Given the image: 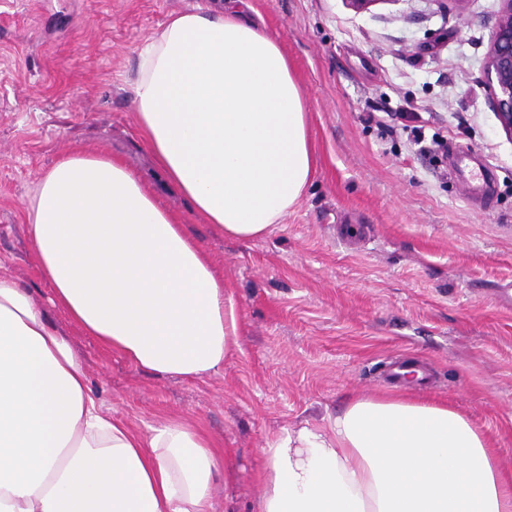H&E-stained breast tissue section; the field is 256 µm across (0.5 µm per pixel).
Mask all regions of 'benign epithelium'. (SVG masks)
Returning <instances> with one entry per match:
<instances>
[{
    "label": "benign epithelium",
    "instance_id": "1",
    "mask_svg": "<svg viewBox=\"0 0 512 512\" xmlns=\"http://www.w3.org/2000/svg\"><path fill=\"white\" fill-rule=\"evenodd\" d=\"M495 20L486 76L491 91L490 104L502 130L512 139V0H502Z\"/></svg>",
    "mask_w": 512,
    "mask_h": 512
}]
</instances>
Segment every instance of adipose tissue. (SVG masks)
<instances>
[{"label":"adipose tissue","mask_w":512,"mask_h":512,"mask_svg":"<svg viewBox=\"0 0 512 512\" xmlns=\"http://www.w3.org/2000/svg\"><path fill=\"white\" fill-rule=\"evenodd\" d=\"M223 11L168 17L135 52L139 130L167 186L225 237L263 238L316 168L301 85L277 35ZM28 215L39 269L87 334L134 366L197 379L236 343L205 251L120 159L75 153ZM257 512H512V474L444 403L358 397L262 450ZM215 443L170 419L137 432L91 390L29 293L0 277V512H216Z\"/></svg>","instance_id":"obj_1"}]
</instances>
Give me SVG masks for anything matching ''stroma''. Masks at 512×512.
<instances>
[{
  "instance_id": "stroma-1",
  "label": "stroma",
  "mask_w": 512,
  "mask_h": 512,
  "mask_svg": "<svg viewBox=\"0 0 512 512\" xmlns=\"http://www.w3.org/2000/svg\"><path fill=\"white\" fill-rule=\"evenodd\" d=\"M309 112L312 183L262 239L224 238L165 186L138 133L136 47L214 0H0V276L25 288L114 419L198 422L219 445L218 512H256L262 450L359 396L384 363L432 373L512 468V140L485 67L501 0H253ZM121 156L181 216L235 303L218 372L161 376L50 302L28 228L34 188L75 152Z\"/></svg>"
}]
</instances>
